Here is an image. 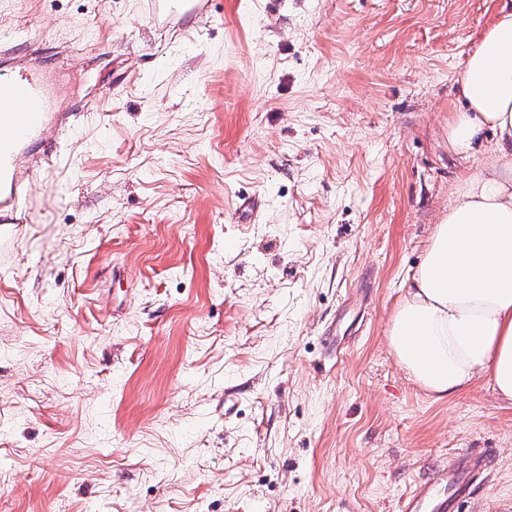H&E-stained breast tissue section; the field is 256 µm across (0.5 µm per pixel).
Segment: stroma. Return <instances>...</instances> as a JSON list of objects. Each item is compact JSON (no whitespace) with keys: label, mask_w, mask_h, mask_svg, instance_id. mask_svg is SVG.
<instances>
[{"label":"stroma","mask_w":512,"mask_h":512,"mask_svg":"<svg viewBox=\"0 0 512 512\" xmlns=\"http://www.w3.org/2000/svg\"><path fill=\"white\" fill-rule=\"evenodd\" d=\"M502 0H0L57 110L0 242V512H397L458 450L512 512V403L425 395L386 330L460 176Z\"/></svg>","instance_id":"stroma-1"}]
</instances>
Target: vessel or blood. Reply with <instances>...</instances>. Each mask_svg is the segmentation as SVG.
Wrapping results in <instances>:
<instances>
[{
    "label": "vessel or blood",
    "mask_w": 512,
    "mask_h": 512,
    "mask_svg": "<svg viewBox=\"0 0 512 512\" xmlns=\"http://www.w3.org/2000/svg\"><path fill=\"white\" fill-rule=\"evenodd\" d=\"M51 100L41 80L33 74L0 68V223L30 221L31 196L18 176L16 145L21 139H43L48 124L65 133L66 120L50 121ZM487 461L478 452H462L448 464L447 472L421 481L400 499L399 512H459L470 495L475 477Z\"/></svg>",
    "instance_id": "obj_1"
}]
</instances>
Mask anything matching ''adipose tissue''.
Here are the masks:
<instances>
[{
	"label": "adipose tissue",
	"instance_id": "obj_1",
	"mask_svg": "<svg viewBox=\"0 0 512 512\" xmlns=\"http://www.w3.org/2000/svg\"><path fill=\"white\" fill-rule=\"evenodd\" d=\"M448 145L493 158L457 185L388 329L399 365L433 401L482 376L512 402V0L461 62Z\"/></svg>",
	"mask_w": 512,
	"mask_h": 512
}]
</instances>
